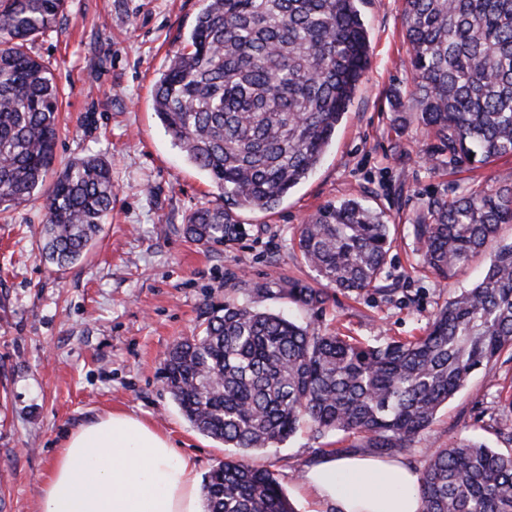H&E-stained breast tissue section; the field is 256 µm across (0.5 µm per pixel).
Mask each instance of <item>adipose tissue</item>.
Returning <instances> with one entry per match:
<instances>
[{
    "label": "adipose tissue",
    "instance_id": "adipose-tissue-1",
    "mask_svg": "<svg viewBox=\"0 0 512 512\" xmlns=\"http://www.w3.org/2000/svg\"><path fill=\"white\" fill-rule=\"evenodd\" d=\"M196 465L139 418L112 413L71 432L56 452L40 512H203ZM302 484L322 512H421L417 471L362 454L322 456Z\"/></svg>",
    "mask_w": 512,
    "mask_h": 512
}]
</instances>
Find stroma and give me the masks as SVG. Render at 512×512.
I'll return each instance as SVG.
<instances>
[{
	"mask_svg": "<svg viewBox=\"0 0 512 512\" xmlns=\"http://www.w3.org/2000/svg\"><path fill=\"white\" fill-rule=\"evenodd\" d=\"M203 0H68L53 29L30 45L63 91L56 166L89 153L112 162V210L94 247L60 270L41 255L44 210L32 201L0 217V512H38L43 480L70 432L114 411L135 415L195 458L198 474L228 450L199 433L161 378L165 353L199 332L208 303L248 302L363 342L419 334L437 309L484 275L488 245L452 278L419 269L411 226L435 202L512 174V159L452 167L439 141L407 108L413 85L403 0H364L370 65L320 166L271 212L238 210L243 233L221 247L184 237L199 208L219 204L207 177L189 164L157 119L156 83L181 47ZM356 199L382 212L392 245L378 288L331 293L311 313L278 297L290 276L316 286L294 246L299 224L323 206ZM264 294H254V286ZM512 387V352L493 375L474 374L403 452L423 469L426 451L467 436L506 452L500 393ZM310 428L257 453L295 512H314L298 485L324 455Z\"/></svg>",
	"mask_w": 512,
	"mask_h": 512,
	"instance_id": "35a3bbf8",
	"label": "stroma"
}]
</instances>
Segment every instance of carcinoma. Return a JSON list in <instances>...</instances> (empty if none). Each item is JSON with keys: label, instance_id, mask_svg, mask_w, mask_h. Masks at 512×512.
Masks as SVG:
<instances>
[{"label": "carcinoma", "instance_id": "1", "mask_svg": "<svg viewBox=\"0 0 512 512\" xmlns=\"http://www.w3.org/2000/svg\"><path fill=\"white\" fill-rule=\"evenodd\" d=\"M361 0H204L156 85L154 111L224 204L194 211L183 234L234 241L236 209H276L320 164L370 62ZM66 0H0V213L40 196L42 255L58 267L87 254L112 210L105 156L56 159L60 91L29 43ZM413 89L408 102L448 152L471 167L512 157V0H404ZM512 224V176L439 202L413 225L423 266L446 281ZM380 212L350 199L299 225L294 245L326 285L378 287L391 249ZM277 294L319 311L325 288L285 280ZM200 333L171 347L164 383L201 433L238 450L210 470L204 512H294L269 471L244 460L309 425L359 436L388 455L410 447L438 409L512 350V242L483 279L450 298L422 334L365 343L281 312L208 305ZM422 512H512V452L457 439L431 452Z\"/></svg>", "mask_w": 512, "mask_h": 512}]
</instances>
